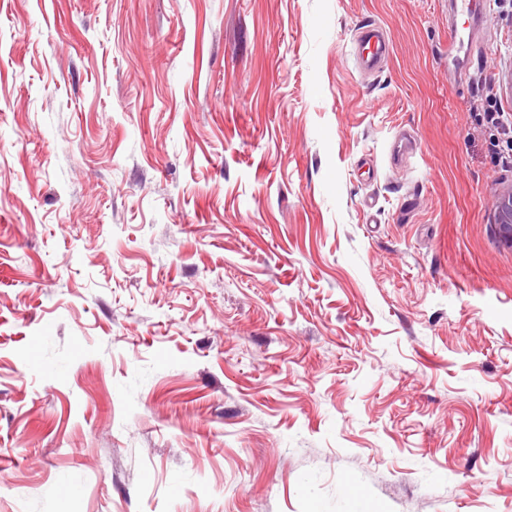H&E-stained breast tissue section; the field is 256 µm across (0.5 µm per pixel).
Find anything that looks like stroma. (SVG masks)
<instances>
[{
  "instance_id": "stroma-1",
  "label": "stroma",
  "mask_w": 512,
  "mask_h": 512,
  "mask_svg": "<svg viewBox=\"0 0 512 512\" xmlns=\"http://www.w3.org/2000/svg\"><path fill=\"white\" fill-rule=\"evenodd\" d=\"M483 8L0 0V512H512ZM479 2L474 0H449L448 1V9L450 13H452L454 20L457 17L462 16L466 17L467 21V29L468 39L471 42L472 30L475 25V22L478 18V5ZM392 43L381 26H365L355 33L353 57L357 67L369 74L378 73L390 56Z\"/></svg>"
}]
</instances>
